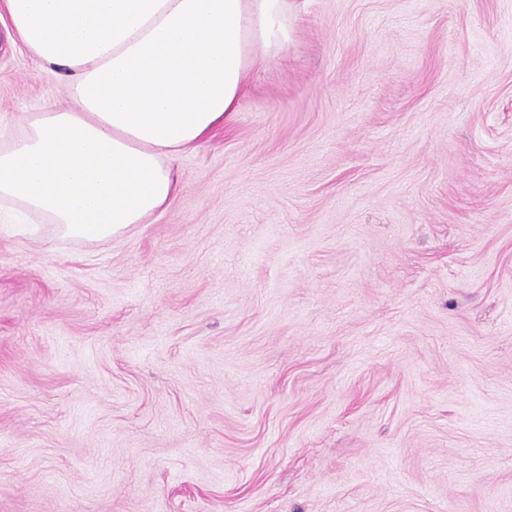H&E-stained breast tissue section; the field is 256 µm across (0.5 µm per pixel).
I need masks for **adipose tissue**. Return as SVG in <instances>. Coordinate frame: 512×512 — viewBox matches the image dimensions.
<instances>
[{"label":"adipose tissue","instance_id":"ef3b65f1","mask_svg":"<svg viewBox=\"0 0 512 512\" xmlns=\"http://www.w3.org/2000/svg\"><path fill=\"white\" fill-rule=\"evenodd\" d=\"M290 0H0L64 104L0 149V199L99 241L178 191L173 164L230 122L251 73L288 47Z\"/></svg>","mask_w":512,"mask_h":512}]
</instances>
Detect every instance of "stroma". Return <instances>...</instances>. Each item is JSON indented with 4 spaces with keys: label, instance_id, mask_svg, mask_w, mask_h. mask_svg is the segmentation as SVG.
Segmentation results:
<instances>
[{
    "label": "stroma",
    "instance_id": "1",
    "mask_svg": "<svg viewBox=\"0 0 512 512\" xmlns=\"http://www.w3.org/2000/svg\"><path fill=\"white\" fill-rule=\"evenodd\" d=\"M290 26L149 223L0 211V512H512V0Z\"/></svg>",
    "mask_w": 512,
    "mask_h": 512
}]
</instances>
